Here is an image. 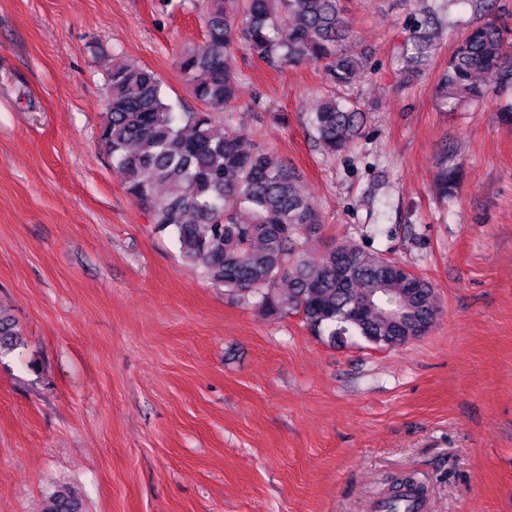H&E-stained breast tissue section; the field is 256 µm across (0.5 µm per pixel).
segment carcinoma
Returning a JSON list of instances; mask_svg holds the SVG:
<instances>
[{
	"instance_id": "obj_1",
	"label": "carcinoma",
	"mask_w": 512,
	"mask_h": 512,
	"mask_svg": "<svg viewBox=\"0 0 512 512\" xmlns=\"http://www.w3.org/2000/svg\"><path fill=\"white\" fill-rule=\"evenodd\" d=\"M428 11L402 57L413 73L435 52ZM205 37L186 49L178 68L201 108L185 111L171 101L148 67L112 59L109 98L100 137L123 179L127 196L148 210L159 231L170 232L185 260L215 286L270 317L302 313L310 331L333 345L357 337L376 347L394 336H416L437 318L434 287L408 275L402 261L338 241L316 257L307 245L322 224L312 201L298 190L292 164L241 146L243 133L214 126L213 116L238 100L237 53L269 65H319L326 83L346 87L366 62L344 49L350 22L342 0H207ZM497 83L512 82V47L505 29L488 20L472 25L457 43L436 85L440 108L488 97ZM365 113L334 96L308 114L316 141L334 155L363 135ZM444 198L457 194L459 178L443 158L434 174ZM14 322L0 315V350L16 346ZM412 480L397 481L383 512H417L423 499ZM43 512H82L68 486L55 487Z\"/></svg>"
}]
</instances>
